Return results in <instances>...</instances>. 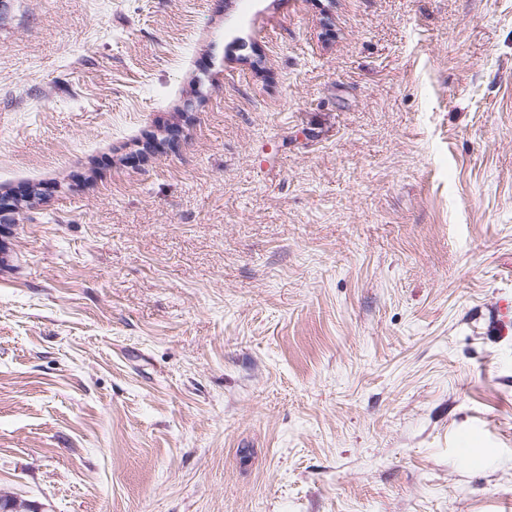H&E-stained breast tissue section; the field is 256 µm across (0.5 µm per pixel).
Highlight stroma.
<instances>
[{"label":"stroma","instance_id":"1","mask_svg":"<svg viewBox=\"0 0 512 512\" xmlns=\"http://www.w3.org/2000/svg\"><path fill=\"white\" fill-rule=\"evenodd\" d=\"M33 186L0 494L512 512V0H0Z\"/></svg>","mask_w":512,"mask_h":512}]
</instances>
